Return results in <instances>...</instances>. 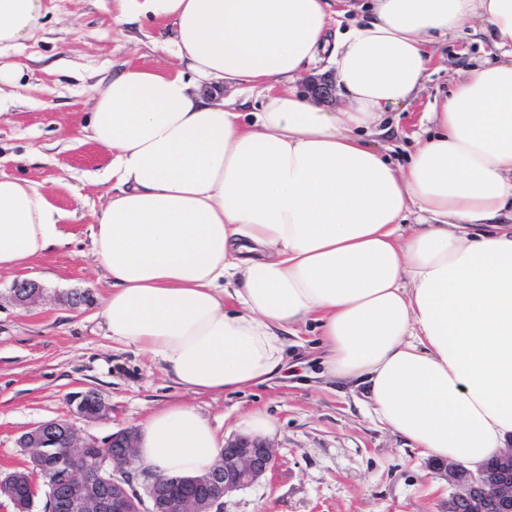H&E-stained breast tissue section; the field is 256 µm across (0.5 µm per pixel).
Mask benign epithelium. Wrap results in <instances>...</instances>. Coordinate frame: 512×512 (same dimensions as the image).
Listing matches in <instances>:
<instances>
[{
	"label": "benign epithelium",
	"mask_w": 512,
	"mask_h": 512,
	"mask_svg": "<svg viewBox=\"0 0 512 512\" xmlns=\"http://www.w3.org/2000/svg\"><path fill=\"white\" fill-rule=\"evenodd\" d=\"M306 94L313 100L331 96L332 82L324 76L311 77L305 83ZM13 299L20 305L33 302L41 293L40 285L29 279L17 281L12 287ZM75 411L86 420H98L107 411L101 397L93 390L74 396ZM65 427L64 440L70 443L67 454L48 456L46 448L57 426ZM136 432L127 430L112 433L100 442L95 438L79 440L69 422L59 419L43 421L19 439L20 447L36 448L38 454L49 457L42 470L50 478V488L63 481L71 509L81 512H223L224 499L268 478L277 469L278 456L274 447L258 437L235 435L224 440L216 465L205 475L184 477V482L201 480L209 493L202 500L177 497L173 490L180 481L164 484L154 477L143 484V491L133 485V476L126 470V461L133 457ZM120 449L112 458L92 456L89 449L100 446ZM432 469L445 473L448 484L459 488L448 499V512H512V446L505 449L490 467L472 471L449 460H433ZM0 499L7 501L15 512H29L34 497L22 498L13 477L0 475Z\"/></svg>",
	"instance_id": "1"
}]
</instances>
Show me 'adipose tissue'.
Instances as JSON below:
<instances>
[{
  "mask_svg": "<svg viewBox=\"0 0 512 512\" xmlns=\"http://www.w3.org/2000/svg\"><path fill=\"white\" fill-rule=\"evenodd\" d=\"M329 0H114V20L164 19L165 69L92 89L84 141L111 160L90 228L111 289L99 316L179 386L221 394L287 365L316 324L323 374L362 386L379 420L422 453L471 468L512 444V0H373L334 33ZM43 0H0V50L37 30ZM485 22L499 58L427 112L436 132L393 166L358 137L406 107L429 46ZM348 106L295 83L318 54ZM265 85L258 111L222 99ZM418 223H407L411 210ZM63 210L34 178L0 177V269L64 243ZM223 439L193 407L139 426L138 466L205 472Z\"/></svg>",
  "mask_w": 512,
  "mask_h": 512,
  "instance_id": "adipose-tissue-1",
  "label": "adipose tissue"
}]
</instances>
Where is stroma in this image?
<instances>
[{
  "instance_id": "35a3bbf8",
  "label": "stroma",
  "mask_w": 512,
  "mask_h": 512,
  "mask_svg": "<svg viewBox=\"0 0 512 512\" xmlns=\"http://www.w3.org/2000/svg\"><path fill=\"white\" fill-rule=\"evenodd\" d=\"M42 26L24 44L0 54L18 64L21 86L0 112V176L33 175L68 215L69 241L29 267L0 270V473L22 467V434L39 422L66 418L80 436L104 438L138 428L155 411L194 407L219 434L231 437L243 415L261 412L277 432L272 477L225 498L224 512H447V478L363 402L360 390L321 378L314 325L289 339L288 367L271 382L221 395L179 387L160 364L135 347L112 343L97 316L110 282L90 252L88 227L112 189L90 181L104 160L90 143L65 144L91 110V89L129 65L160 57L171 24L141 19L115 23L112 0H44ZM437 66L406 110L383 113L363 131L397 166L415 149L421 118L453 79L480 62L496 60L487 33L463 29L441 39ZM40 284L34 304L13 302L15 281ZM88 292L71 309L66 298ZM96 390L107 416L87 422L71 412L73 395Z\"/></svg>"
}]
</instances>
